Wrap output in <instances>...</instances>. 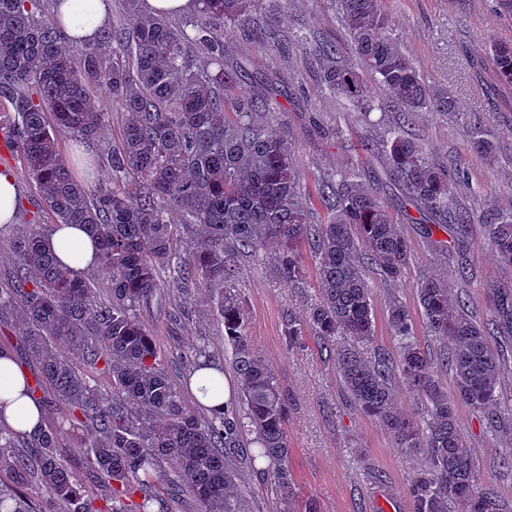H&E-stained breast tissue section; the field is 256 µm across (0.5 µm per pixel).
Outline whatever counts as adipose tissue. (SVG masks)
Instances as JSON below:
<instances>
[{
    "instance_id": "adipose-tissue-1",
    "label": "adipose tissue",
    "mask_w": 512,
    "mask_h": 512,
    "mask_svg": "<svg viewBox=\"0 0 512 512\" xmlns=\"http://www.w3.org/2000/svg\"><path fill=\"white\" fill-rule=\"evenodd\" d=\"M112 15V0H54L52 18L69 44L95 40ZM46 247L70 269L82 272L93 268L95 243L86 230L72 224L57 225ZM26 379L10 352L0 353V424L25 434L42 426L41 407L25 396Z\"/></svg>"
}]
</instances>
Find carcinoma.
<instances>
[{
  "mask_svg": "<svg viewBox=\"0 0 512 512\" xmlns=\"http://www.w3.org/2000/svg\"><path fill=\"white\" fill-rule=\"evenodd\" d=\"M126 2L129 23L69 47L40 0H0V116L42 204L11 241L0 314L11 315L22 332L24 359L33 367L27 393L49 414L32 437L0 427V478L10 481V493L0 492V512H38L27 493L33 483L52 512H167L165 498L140 496L150 482L188 493L199 512H243L244 492L230 465L241 455L268 462L283 512H320L296 489L286 395L246 333L245 302L235 288L242 261L271 246L275 274L301 280L305 243L314 253L320 300L304 314H288V346L316 336L359 410L397 447L425 456L410 485L412 512H448L450 503L460 512H500L475 475L458 407L481 414L492 435L512 436V406L498 396L505 354L491 345L494 336L512 340V283L488 285L491 315L481 322L446 277L424 273L413 285L422 320L449 347L435 356L425 349L406 301L393 294L385 312L395 348L370 350L376 311L368 269L398 281L415 262L401 224L420 225L433 260L450 251L460 257L458 280L470 272L464 252L476 217L455 202L444 163L404 131L422 112H455L453 92L431 87L390 36L384 0H337L353 59L334 41L305 39L316 87L363 115L386 103L400 117L382 141L362 145L369 173L339 171L309 192L292 142L275 130L282 121L273 106L275 79L248 86L251 60L224 61L230 40L288 53L277 9L257 17L256 0H196L194 13L176 21L144 16L138 0ZM199 50L216 69L195 68ZM486 62L499 84L512 86V50L492 43L478 68ZM372 81L384 100L374 98ZM101 92L126 115L107 157L124 176L120 186L77 180L58 148V137L69 135L85 172L92 170L81 145L104 133ZM470 124L475 149L494 158L497 146L480 117ZM314 199L327 215L322 224L310 220ZM45 213L56 224H83L95 237L107 300L46 249L52 227ZM483 222L487 247L511 266L512 212H489ZM177 227L191 235L183 253L174 247ZM439 232L451 241L435 238ZM161 269L178 292L209 291L200 312L216 317L231 348L238 403L204 418L185 405L136 314L160 287ZM443 372L452 377L451 392ZM398 385L421 413L402 411ZM60 405L67 413L57 419ZM75 429L90 430V438L64 447L63 434Z\"/></svg>",
  "mask_w": 512,
  "mask_h": 512,
  "instance_id": "1",
  "label": "carcinoma"
}]
</instances>
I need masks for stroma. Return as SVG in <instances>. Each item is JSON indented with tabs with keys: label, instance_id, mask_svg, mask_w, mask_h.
<instances>
[{
	"label": "stroma",
	"instance_id": "stroma-1",
	"mask_svg": "<svg viewBox=\"0 0 512 512\" xmlns=\"http://www.w3.org/2000/svg\"><path fill=\"white\" fill-rule=\"evenodd\" d=\"M389 7L392 37L434 88L453 91L458 106L450 115L420 114L409 129L411 136L430 156L453 159L467 173L468 184L456 192L461 204L477 213L490 207L511 212L512 88L502 89L498 100H488L470 65L482 57L489 41H512V20L495 12L493 0H467L461 10L454 0H390ZM278 12L281 27L295 42L289 55L272 46L261 50L237 41L228 45L225 56L250 58L256 72L280 79L283 91L277 106L295 143L296 164L310 188L324 174L356 167L361 142L380 139L399 114L389 107L365 118L344 109L333 95L316 90L301 44L312 32L344 41L336 0H280ZM475 112L499 143L496 161L473 148L469 118ZM327 129L339 130V137L324 138ZM403 230L413 243L416 261L405 281L377 283L375 306L380 313L392 294L415 305L412 284L420 272L430 266L438 272L446 269L442 262L428 264L429 249L416 225H404ZM484 241L483 225H473L468 246L473 274L462 288L480 320L490 315L487 281L512 282V266L500 264ZM303 260L306 276L297 283L276 277L271 255L245 260L237 284L247 303V334L288 396V465L296 486L301 496L317 499L321 512H412L409 487L424 464L422 455L400 451L383 426L355 407L333 359L321 351L314 336H304L292 348L285 343V313L307 310L320 298L314 260L308 253ZM205 295L202 288L182 295L162 287L138 312L156 339L165 369L180 385L186 381V358L200 344L208 345L225 375L233 373L224 357L223 336L212 319L198 314ZM459 421L474 450L480 483L492 489L504 512H512V469L500 464L512 450V438L493 439L479 417L464 407ZM235 469L246 512H282L269 481L247 463H238Z\"/></svg>",
	"mask_w": 512,
	"mask_h": 512
}]
</instances>
